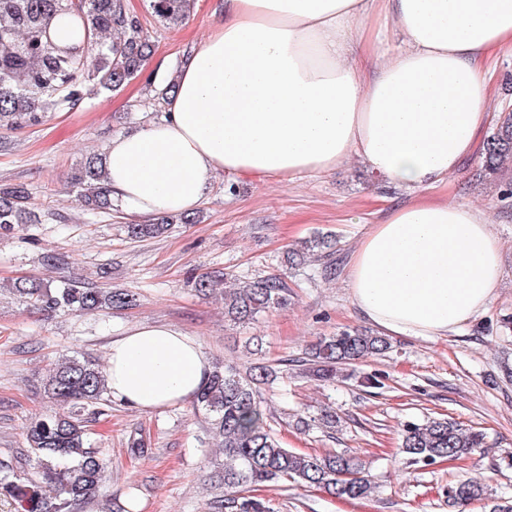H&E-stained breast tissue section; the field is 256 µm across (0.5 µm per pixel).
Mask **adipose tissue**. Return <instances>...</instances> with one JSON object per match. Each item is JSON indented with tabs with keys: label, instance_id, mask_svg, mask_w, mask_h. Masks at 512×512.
Masks as SVG:
<instances>
[{
	"label": "adipose tissue",
	"instance_id": "ef3b65f1",
	"mask_svg": "<svg viewBox=\"0 0 512 512\" xmlns=\"http://www.w3.org/2000/svg\"><path fill=\"white\" fill-rule=\"evenodd\" d=\"M164 116L113 138L108 187L128 214L195 208L219 173L284 180L359 160L416 191L353 250L352 301L380 332L445 336L484 313L501 280L486 214L434 198L494 117L482 61L512 47V0H223ZM402 45L388 56L383 29ZM210 363L182 330L130 328L107 358L113 401H192Z\"/></svg>",
	"mask_w": 512,
	"mask_h": 512
}]
</instances>
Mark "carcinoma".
I'll return each mask as SVG.
<instances>
[{
    "mask_svg": "<svg viewBox=\"0 0 512 512\" xmlns=\"http://www.w3.org/2000/svg\"><path fill=\"white\" fill-rule=\"evenodd\" d=\"M193 0H149L160 23L178 25L189 17ZM154 45L142 20L125 0H0V129L16 130L44 122L50 112L73 109L99 93H115L138 78L153 55ZM484 177L500 197H512L504 178L512 161V114L501 117L481 150ZM80 209L90 215L112 214L105 158L94 155L70 177ZM199 212L162 213L149 224H129L133 240L160 237L174 224H196ZM40 215L22 185H0V233L22 224H38ZM336 240L316 232L288 250V264L318 262L332 268ZM227 274L203 273L195 288L205 296L224 297V318L246 324L259 314L288 306V287L276 276L241 281L230 289ZM1 290L43 317L57 311L108 317L139 305L133 290L100 287L80 279L53 281L41 277L16 279ZM390 348L380 333L344 330L312 343L300 360L299 373L325 384L343 376V367L382 355ZM272 369L267 365L241 371L216 365L194 398L209 419L210 432L224 451L216 465L220 493L212 512H270L249 489L274 483L283 492L301 484L325 489L337 498L358 499L375 492L367 464L346 452L299 453L281 446L267 423L258 389ZM39 388L55 410L32 419L24 430L26 457L34 462L30 475L17 472L20 460L0 458V499L16 512H71L77 502L96 498L110 459L89 436V410L109 402L106 372L98 360L62 355L50 364ZM487 448L485 434L448 419L429 417L403 425L400 452L411 464L467 460ZM475 503L484 512H512L506 497L483 480L462 478L448 485V506L466 512Z\"/></svg>",
    "mask_w": 512,
    "mask_h": 512,
    "instance_id": "1",
    "label": "carcinoma"
}]
</instances>
